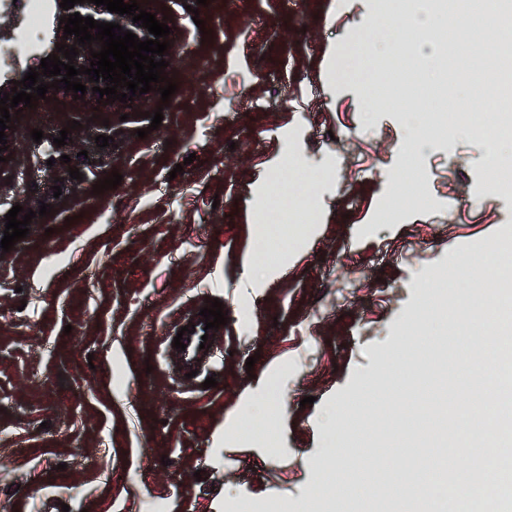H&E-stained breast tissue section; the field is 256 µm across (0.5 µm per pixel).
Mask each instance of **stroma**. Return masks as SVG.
Segmentation results:
<instances>
[{"label": "stroma", "instance_id": "obj_1", "mask_svg": "<svg viewBox=\"0 0 512 512\" xmlns=\"http://www.w3.org/2000/svg\"><path fill=\"white\" fill-rule=\"evenodd\" d=\"M417 4L151 0L178 44L169 103L151 92L124 120L56 94L19 114L0 198L38 197L52 211L0 252V512H327L358 498L350 487L322 494L323 460L328 434L356 424L336 420L337 407L369 387L397 391L392 428L354 442L347 465L406 468L407 399L426 400L436 370L396 354L405 327L440 336L444 309L490 305L451 271L512 236L489 139L451 130L410 155L401 113L364 104L398 59L373 50L351 79L333 74L360 28L375 22L397 39ZM73 120L116 136L72 157L81 177L57 194L28 173L30 133L50 141ZM288 159L308 175L299 194L313 224L268 219L289 193L270 181ZM410 162L426 200L388 210ZM115 171L121 184L93 194ZM443 271L440 298L422 282ZM217 296V384L179 388L166 370L177 352L158 355L154 340L176 312ZM392 353L394 376L383 369Z\"/></svg>", "mask_w": 512, "mask_h": 512}]
</instances>
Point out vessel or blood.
I'll return each instance as SVG.
<instances>
[{
	"mask_svg": "<svg viewBox=\"0 0 512 512\" xmlns=\"http://www.w3.org/2000/svg\"><path fill=\"white\" fill-rule=\"evenodd\" d=\"M194 325V333H185V325ZM205 319L197 308L190 307L178 312L172 319L163 336L157 337L156 348L166 351L171 346L174 337H181L185 349L176 366L178 376L187 377L189 385L198 388L207 377L213 376L222 362L223 355L215 348L202 347V337L205 333Z\"/></svg>",
	"mask_w": 512,
	"mask_h": 512,
	"instance_id": "obj_1",
	"label": "vessel or blood"
}]
</instances>
